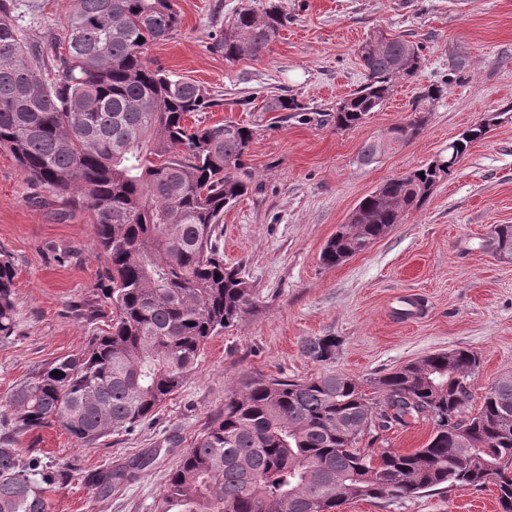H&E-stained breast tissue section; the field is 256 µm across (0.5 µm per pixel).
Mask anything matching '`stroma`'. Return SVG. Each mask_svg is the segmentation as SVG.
<instances>
[{"label": "stroma", "instance_id": "1", "mask_svg": "<svg viewBox=\"0 0 512 512\" xmlns=\"http://www.w3.org/2000/svg\"><path fill=\"white\" fill-rule=\"evenodd\" d=\"M273 2L288 22L270 52L225 61L211 44L233 12ZM71 0H21L27 41L52 58ZM180 26L151 45L150 60L222 100L205 124L254 127L245 159L250 188L224 213L226 265L241 269L258 312L211 336L184 386L133 431L79 446L61 428L19 436L23 453L66 470L49 494L51 512H158L169 472L229 391L248 378L307 379L343 373L375 379L441 350L481 356L470 412L486 389L512 374V258L487 242L512 224V0H175ZM421 45L416 77L395 82L387 103L360 127L329 120L340 99L365 81L361 45L375 32ZM461 69H454V62ZM444 86L424 132L378 162H358L368 140L403 122L420 90ZM294 96L303 113L266 112L264 100ZM497 121L424 206L344 264L320 252L357 203L388 178L446 155L448 144L489 115ZM0 249L14 268L18 330L0 342V421L18 383L46 364L82 351L108 332L103 309L107 256L94 244V216L71 195L30 182L0 150ZM333 336L334 357L314 362L303 341ZM159 449L155 463L103 493L93 474ZM494 488L466 487L398 502L359 500L339 512H498Z\"/></svg>", "mask_w": 512, "mask_h": 512}]
</instances>
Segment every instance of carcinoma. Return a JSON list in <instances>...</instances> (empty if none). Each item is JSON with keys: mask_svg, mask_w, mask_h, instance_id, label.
Segmentation results:
<instances>
[{"mask_svg": "<svg viewBox=\"0 0 512 512\" xmlns=\"http://www.w3.org/2000/svg\"><path fill=\"white\" fill-rule=\"evenodd\" d=\"M179 24L174 0H73L64 50L47 79L43 50L23 38L15 0H0V149L32 183L72 193L93 213L95 246L110 263L105 298L116 309L111 332L12 389L0 435V512H50L55 471L23 456L17 436L58 426L92 447L129 431L183 386L211 336L258 311L254 289L224 265L218 244L224 210L249 189L244 158L254 130L187 123L216 100L146 57V46ZM283 26L274 7L261 15L241 8L214 48L228 62L258 58ZM418 56V45L387 37L360 53L366 83L338 103L336 128L354 129L381 109L397 79L416 75ZM444 92L431 85L418 96L412 115L390 129L397 142L420 135L424 125L413 114ZM266 109L304 106L278 96ZM486 134L482 124L471 126L448 143L443 161L464 158ZM381 155V140H369L359 161ZM452 174L428 163L387 180L327 241L322 263L338 266L364 251ZM492 247L512 256V224L496 226ZM14 278L0 251V342L18 328ZM302 352L325 362L336 338L307 339ZM479 365L468 349L429 354L376 378L374 402L344 374L251 378L230 391L224 411L168 474L160 512H335L349 500L395 502L453 486L481 491L489 465L499 468L500 512H512V375L465 417ZM420 420L432 433L411 452L364 443L377 430ZM151 460L102 471L94 486L119 487Z\"/></svg>", "mask_w": 512, "mask_h": 512, "instance_id": "1", "label": "carcinoma"}]
</instances>
